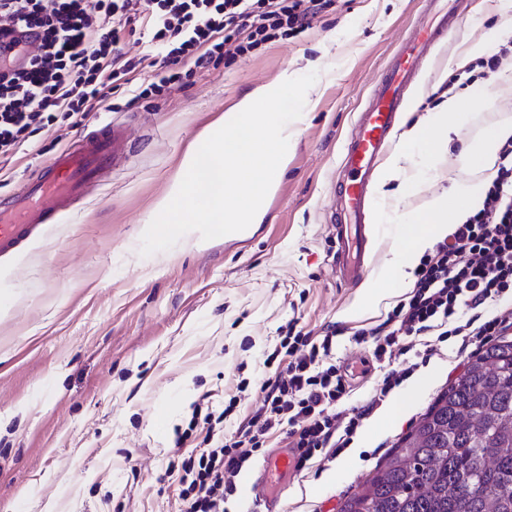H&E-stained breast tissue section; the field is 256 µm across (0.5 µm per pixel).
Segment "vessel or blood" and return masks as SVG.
<instances>
[{
    "mask_svg": "<svg viewBox=\"0 0 512 512\" xmlns=\"http://www.w3.org/2000/svg\"><path fill=\"white\" fill-rule=\"evenodd\" d=\"M461 0H423L424 13L437 16L433 26L415 25L400 40L367 106L358 112L341 156L340 173L330 198L335 215L333 265L339 278L355 286L367 279L372 253L368 208L375 172L391 145L408 87L429 61V50L459 18ZM124 150L120 129L96 130L57 154L35 177L0 201V257L14 253L54 216L80 200ZM295 449L268 456L251 486L261 512H280L271 493L272 471L293 468Z\"/></svg>",
    "mask_w": 512,
    "mask_h": 512,
    "instance_id": "b4317fda",
    "label": "vessel or blood"
}]
</instances>
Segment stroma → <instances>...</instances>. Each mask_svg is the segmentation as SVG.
Instances as JSON below:
<instances>
[{"label":"stroma","instance_id":"stroma-1","mask_svg":"<svg viewBox=\"0 0 512 512\" xmlns=\"http://www.w3.org/2000/svg\"><path fill=\"white\" fill-rule=\"evenodd\" d=\"M421 19L419 0H335L299 37L194 69L186 86L162 99L127 92L115 95L117 110L58 115L0 164L1 198L80 135L122 126L132 145L43 236L0 258V306L8 311L0 316V512H177L183 456L173 448L175 428L187 426L193 404L221 410L239 381L263 378L264 360L288 325L314 339L335 331L351 403L371 396L384 370L373 361L349 368L363 353L352 336L382 324L388 311L349 316L365 285H345L332 270L329 192L356 112L398 39ZM511 36L489 7L436 45L400 130L425 122L449 93L477 83L487 95L463 110L460 136L443 158L411 148L406 173L388 184L386 203L370 216L374 260L366 285L383 280L408 226L425 218L428 198L468 191L473 170L460 152L495 113L512 112V62L493 74L484 66ZM479 40L485 51L470 53ZM287 69L317 72L318 103L296 123L288 166L252 237L141 256L142 230L187 146L242 95ZM454 73L458 81L446 88L445 76ZM458 362L455 341L441 343L387 398L390 408L417 391L399 420L367 444L283 475L282 512H341L459 377ZM426 371L432 378L424 385ZM159 410L166 414L161 432Z\"/></svg>","mask_w":512,"mask_h":512}]
</instances>
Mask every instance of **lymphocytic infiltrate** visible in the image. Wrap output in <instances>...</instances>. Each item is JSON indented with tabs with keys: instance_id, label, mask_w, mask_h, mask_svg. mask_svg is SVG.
I'll return each instance as SVG.
<instances>
[{
	"instance_id": "1",
	"label": "lymphocytic infiltrate",
	"mask_w": 512,
	"mask_h": 512,
	"mask_svg": "<svg viewBox=\"0 0 512 512\" xmlns=\"http://www.w3.org/2000/svg\"><path fill=\"white\" fill-rule=\"evenodd\" d=\"M0 0L9 20L0 32V158L14 157L31 126L56 113H88L135 84L138 97L185 84L194 66L220 65L276 39L304 33L334 0ZM149 35L147 66L123 59L120 44ZM413 289L379 326L355 333L376 362L387 365L374 395L349 403L333 353L334 337L282 336L265 361L262 399L233 432L221 414L192 415L176 448L194 442L182 462L179 512H224L242 471L267 442L283 437L297 449L296 471L348 448L364 420L409 378L417 359L436 354L421 345L455 338L472 352L512 328V137L502 145L481 207L455 224L414 271ZM471 317L461 318L462 309ZM411 362L394 369L396 359Z\"/></svg>"
}]
</instances>
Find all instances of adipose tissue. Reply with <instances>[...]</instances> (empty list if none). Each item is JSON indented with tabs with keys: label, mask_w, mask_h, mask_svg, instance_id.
Returning a JSON list of instances; mask_svg holds the SVG:
<instances>
[{
	"label": "adipose tissue",
	"mask_w": 512,
	"mask_h": 512,
	"mask_svg": "<svg viewBox=\"0 0 512 512\" xmlns=\"http://www.w3.org/2000/svg\"><path fill=\"white\" fill-rule=\"evenodd\" d=\"M484 95V88L471 86L467 89L465 98L448 99L442 105L440 112L431 116L428 123L404 131L401 137L402 148L391 155L377 175L378 195H385L387 185L398 179L410 146L423 145L433 148L435 153H442L456 131L454 120L458 116L462 101L475 102L482 99ZM511 136L512 114L499 113L492 126L469 146V159L478 161L483 168H492L501 143ZM449 205V197L445 194L430 197L426 201L427 219L424 226L411 233L405 247L401 249L398 257L400 267H413L426 249L436 240L447 235L449 219L462 217V210H450Z\"/></svg>",
	"instance_id": "adipose-tissue-1"
}]
</instances>
